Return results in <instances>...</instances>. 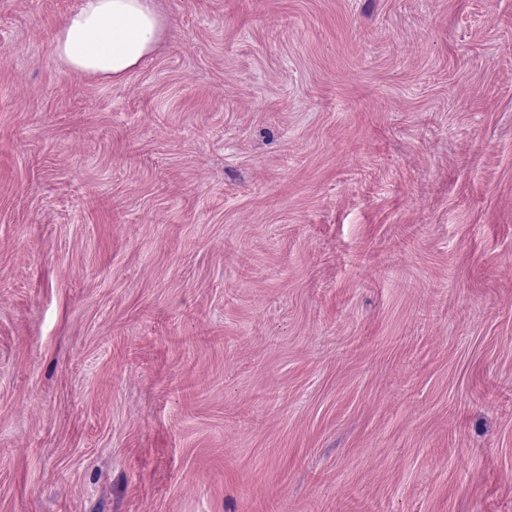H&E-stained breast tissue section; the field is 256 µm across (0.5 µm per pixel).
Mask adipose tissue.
Returning a JSON list of instances; mask_svg holds the SVG:
<instances>
[{"label":"adipose tissue","instance_id":"1","mask_svg":"<svg viewBox=\"0 0 512 512\" xmlns=\"http://www.w3.org/2000/svg\"><path fill=\"white\" fill-rule=\"evenodd\" d=\"M163 30L152 0H83L56 29L54 51L71 70L117 79L154 51Z\"/></svg>","mask_w":512,"mask_h":512}]
</instances>
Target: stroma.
I'll list each match as a JSON object with an SVG mask.
<instances>
[{
  "instance_id": "1",
  "label": "stroma",
  "mask_w": 512,
  "mask_h": 512,
  "mask_svg": "<svg viewBox=\"0 0 512 512\" xmlns=\"http://www.w3.org/2000/svg\"><path fill=\"white\" fill-rule=\"evenodd\" d=\"M0 0V512H512V0ZM163 30L152 0H83L56 29L54 51L73 71L117 79L154 51Z\"/></svg>"
}]
</instances>
